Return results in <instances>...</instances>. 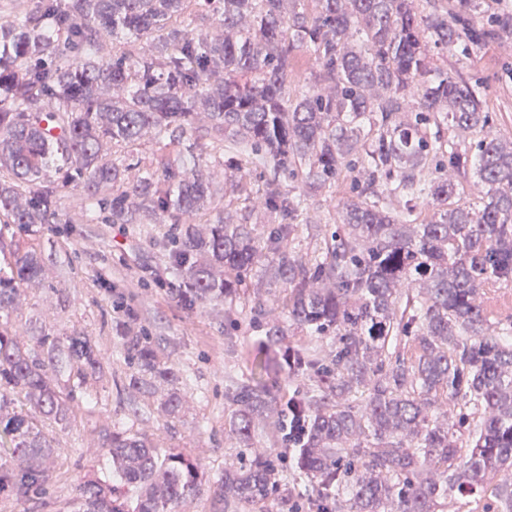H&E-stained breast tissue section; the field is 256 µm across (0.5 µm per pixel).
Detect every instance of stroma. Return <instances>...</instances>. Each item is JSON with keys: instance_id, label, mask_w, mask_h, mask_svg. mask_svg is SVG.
I'll return each instance as SVG.
<instances>
[{"instance_id": "obj_1", "label": "stroma", "mask_w": 512, "mask_h": 512, "mask_svg": "<svg viewBox=\"0 0 512 512\" xmlns=\"http://www.w3.org/2000/svg\"><path fill=\"white\" fill-rule=\"evenodd\" d=\"M463 77L479 82L492 130L512 140V33L486 43L469 59L448 51L441 60ZM60 223L45 225L41 241L50 258L41 286L25 289L9 320L25 332L31 321L60 336H88L107 353L103 378L94 388L101 407L80 411L56 437L53 478L45 494L24 498L0 493V512H67L77 488L103 475L102 431L124 420L133 432L158 439L162 448L185 453L200 463L209 483L181 512H224L212 485L240 449L229 431L238 410L229 395L250 378L253 345L263 339L265 322L253 321L257 301L273 304L281 284L248 279L235 303L190 309L171 274L164 243L168 224L84 223L70 193L58 197ZM152 336L158 351L179 373L175 390L185 402L175 416L162 413L147 389L130 386L132 373L119 337L121 325ZM287 493L273 512H291L304 499L309 480L296 466L293 449H279Z\"/></svg>"}]
</instances>
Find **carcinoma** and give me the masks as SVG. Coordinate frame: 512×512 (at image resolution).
Wrapping results in <instances>:
<instances>
[{
  "instance_id": "carcinoma-1",
  "label": "carcinoma",
  "mask_w": 512,
  "mask_h": 512,
  "mask_svg": "<svg viewBox=\"0 0 512 512\" xmlns=\"http://www.w3.org/2000/svg\"><path fill=\"white\" fill-rule=\"evenodd\" d=\"M40 0L0 22V313L42 277L37 237L60 223L58 193L77 190L88 224H164L190 305L231 300L256 271L287 288L286 318L323 341L285 344L262 303L265 340L230 422L244 448L218 479L224 507L282 496L273 443L298 449L316 480L312 512H444L448 499L512 512V141L485 131L481 86L451 76L431 49L465 55L494 34L473 17L418 0ZM214 33H195L196 12ZM112 53H103L107 40ZM315 64L298 85L296 56ZM484 132L465 145L446 127ZM222 142L231 195L247 205L204 223L202 163L135 169L106 157L152 134L175 148L195 132ZM268 173L258 195L250 171ZM356 174L330 234L300 224L313 191ZM485 191L453 201L452 177ZM300 182L294 192L283 180ZM403 208H391L393 202ZM431 207L421 218L418 206ZM270 221L253 222L255 208ZM324 235L313 259L293 252ZM130 384L178 376L148 335L122 336ZM308 377L275 407L279 362ZM104 356L88 336L0 322V492L41 494L56 453L42 429L67 426ZM21 394L26 412H8ZM111 480L81 483L71 512H175L203 494L201 466L126 429H106Z\"/></svg>"
}]
</instances>
